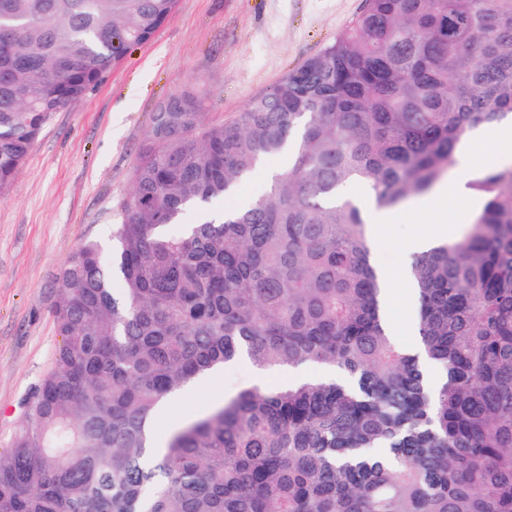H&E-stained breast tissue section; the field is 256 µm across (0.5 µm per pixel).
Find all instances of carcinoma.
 I'll list each match as a JSON object with an SVG mask.
<instances>
[{
	"mask_svg": "<svg viewBox=\"0 0 512 512\" xmlns=\"http://www.w3.org/2000/svg\"><path fill=\"white\" fill-rule=\"evenodd\" d=\"M175 2L0 0V189ZM202 115L153 114L109 258L87 241L64 265L0 512H512V166L472 179L467 229L411 263L414 349L340 194L396 208L512 123V0H364L235 119ZM279 155L262 194L214 208ZM243 357L336 376L245 388L148 447L165 396ZM389 303L391 307L390 314L394 317V339L398 344L407 348L417 346L418 332L413 328L414 321L417 318L415 307L410 303L405 304L398 294L394 295Z\"/></svg>",
	"mask_w": 512,
	"mask_h": 512,
	"instance_id": "obj_1",
	"label": "carcinoma"
}]
</instances>
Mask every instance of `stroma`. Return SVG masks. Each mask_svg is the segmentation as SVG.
<instances>
[{
    "mask_svg": "<svg viewBox=\"0 0 512 512\" xmlns=\"http://www.w3.org/2000/svg\"><path fill=\"white\" fill-rule=\"evenodd\" d=\"M363 0H177L151 41L131 49L75 107L54 113L12 184L0 191V452L23 403L52 369L61 343L52 314L62 268L84 242L106 243L120 223L151 117L170 96L201 99L205 119L228 121L289 70L321 52ZM375 265L402 280L406 243L430 224L413 203ZM285 373L243 359L162 412L167 437L238 391L276 387Z\"/></svg>",
    "mask_w": 512,
    "mask_h": 512,
    "instance_id": "1",
    "label": "stroma"
}]
</instances>
